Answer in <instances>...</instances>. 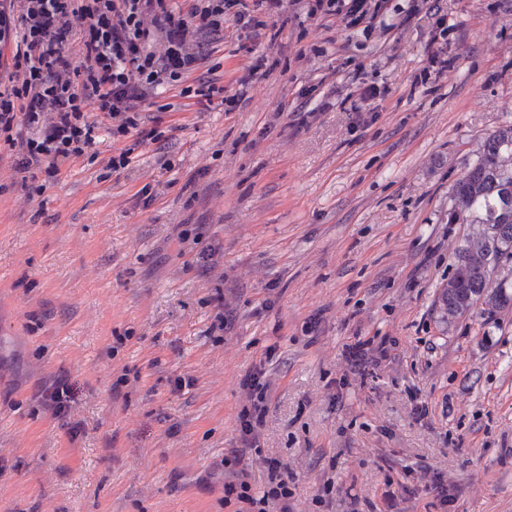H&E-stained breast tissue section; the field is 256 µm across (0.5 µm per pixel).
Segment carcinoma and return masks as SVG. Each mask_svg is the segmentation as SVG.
<instances>
[{"instance_id": "carcinoma-1", "label": "carcinoma", "mask_w": 512, "mask_h": 512, "mask_svg": "<svg viewBox=\"0 0 512 512\" xmlns=\"http://www.w3.org/2000/svg\"><path fill=\"white\" fill-rule=\"evenodd\" d=\"M472 216L483 225L478 237L466 239L455 254V269L441 294L448 317H458L481 303L492 314L512 302V283L492 278L512 262V126L483 143L480 155L454 190Z\"/></svg>"}]
</instances>
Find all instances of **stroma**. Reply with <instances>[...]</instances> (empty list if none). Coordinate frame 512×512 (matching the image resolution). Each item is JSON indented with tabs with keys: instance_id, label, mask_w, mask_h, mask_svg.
Returning a JSON list of instances; mask_svg holds the SVG:
<instances>
[{
	"instance_id": "35a3bbf8",
	"label": "stroma",
	"mask_w": 512,
	"mask_h": 512,
	"mask_svg": "<svg viewBox=\"0 0 512 512\" xmlns=\"http://www.w3.org/2000/svg\"><path fill=\"white\" fill-rule=\"evenodd\" d=\"M441 16L454 64L424 84ZM277 26L225 24L212 60L245 104L164 113V152L101 134L32 200L0 155V512H234L224 453L259 364L245 464L260 488L277 459L294 512H512V305L451 319L440 300L476 230L449 223L453 188L512 124V0H425L368 31L291 5ZM263 54L277 66L252 72ZM359 83L374 111H351ZM43 399L54 415L63 414L71 401L70 391L65 383H59L43 392Z\"/></svg>"
}]
</instances>
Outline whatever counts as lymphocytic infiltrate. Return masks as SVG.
Instances as JSON below:
<instances>
[{
  "label": "lymphocytic infiltrate",
  "mask_w": 512,
  "mask_h": 512,
  "mask_svg": "<svg viewBox=\"0 0 512 512\" xmlns=\"http://www.w3.org/2000/svg\"><path fill=\"white\" fill-rule=\"evenodd\" d=\"M308 15L337 16L350 27H371L387 0H301ZM287 0H0V45L12 44L0 71V148L28 198L41 195L100 131L138 143L159 142L145 129L143 107L157 89L202 107L221 101L225 112L242 104L226 94L212 56L225 23L245 34L282 17ZM263 368L243 379L247 400L238 414L239 445L224 456L230 478L224 503L236 512H292L288 477L270 465L263 492H254L243 466L261 453L268 384Z\"/></svg>",
  "instance_id": "lymphocytic-infiltrate-1"
}]
</instances>
